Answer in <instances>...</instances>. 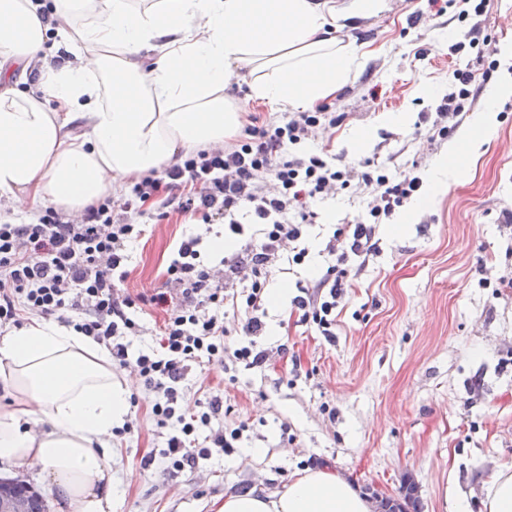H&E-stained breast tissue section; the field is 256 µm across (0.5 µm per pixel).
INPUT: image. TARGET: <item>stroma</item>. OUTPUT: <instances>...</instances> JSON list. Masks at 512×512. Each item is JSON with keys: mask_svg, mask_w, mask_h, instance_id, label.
I'll list each match as a JSON object with an SVG mask.
<instances>
[{"mask_svg": "<svg viewBox=\"0 0 512 512\" xmlns=\"http://www.w3.org/2000/svg\"><path fill=\"white\" fill-rule=\"evenodd\" d=\"M377 16L337 31L356 47L359 68L327 99L342 114L335 130L318 132L339 164L418 159L426 174L456 144L415 133L421 113L436 111L458 68H476V52L449 55L462 40L460 0L436 10L428 0H385ZM484 34L512 79V0H493ZM250 76L235 71L227 86L242 123L282 113L254 102ZM492 109L495 130L460 161L466 174L420 209L410 223L380 226V252L353 280L327 340L303 321L293 299L298 283L324 273L325 242L365 212L369 195L355 186L315 204L304 233L315 247L309 264H285L274 282L283 295L269 302L258 346L259 367L194 369L183 401L224 395L227 428L244 426L236 448L168 476L142 469L161 444L146 409L131 408L137 437L113 436L112 477L120 489L114 512H216L225 494L272 493L306 470L328 468L356 489L398 494L418 487L422 512H483L481 483L512 465V96L480 94L473 112ZM403 115L394 124L390 115ZM364 143H357L358 135ZM195 219L170 216L149 224L131 248L130 293L161 287L168 260Z\"/></svg>", "mask_w": 512, "mask_h": 512, "instance_id": "stroma-1", "label": "stroma"}]
</instances>
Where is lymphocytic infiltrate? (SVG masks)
<instances>
[{
  "label": "lymphocytic infiltrate",
  "mask_w": 512,
  "mask_h": 512,
  "mask_svg": "<svg viewBox=\"0 0 512 512\" xmlns=\"http://www.w3.org/2000/svg\"><path fill=\"white\" fill-rule=\"evenodd\" d=\"M458 14L469 22L468 45L476 49L482 77L491 80L500 63L479 22L491 0H465ZM481 92L469 70L452 74L446 101L435 114H422L434 135L448 138ZM335 113L318 108L289 112L276 122L250 125L238 144L182 155L160 174L132 183L77 215L46 210L37 222L0 224V333L21 327L22 316L56 317L82 335L104 344L117 368L135 373L151 394L148 415L161 447L141 459L142 468L168 475L195 468L213 452L233 448L242 428L224 430V396L216 393L183 404V382L193 369L234 359L263 364L266 351L256 338L264 327L267 287L282 259L302 264L308 255L303 226L314 213L310 203L337 191L364 185L370 194L365 215L334 231L324 250L332 263L323 276L303 286L294 300L304 321L326 339L336 336V309L362 262L380 251L377 231L422 187L419 163H365L341 166L328 149L306 150L316 129L335 127ZM159 200L158 219L171 214L220 224L240 243L238 250L211 264L203 258L205 236L183 238L173 252L162 287L129 293L128 247L146 231L144 206ZM161 311L160 349L129 353V337L139 335L137 315ZM243 317L246 344L226 350L227 316Z\"/></svg>",
  "instance_id": "f902f5d3"
}]
</instances>
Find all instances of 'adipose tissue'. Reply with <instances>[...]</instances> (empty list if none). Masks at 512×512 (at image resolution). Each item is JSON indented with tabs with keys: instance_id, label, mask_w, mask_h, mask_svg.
<instances>
[{
	"instance_id": "adipose-tissue-1",
	"label": "adipose tissue",
	"mask_w": 512,
	"mask_h": 512,
	"mask_svg": "<svg viewBox=\"0 0 512 512\" xmlns=\"http://www.w3.org/2000/svg\"><path fill=\"white\" fill-rule=\"evenodd\" d=\"M384 0H0V197L79 212L223 144L240 125L224 93L235 70L251 95L280 109L336 93L358 51L338 46L341 21ZM153 53L144 63L142 52ZM33 80V89L19 90ZM478 114L438 163L430 195L460 179V152L489 136ZM0 468L39 464L58 512H112V430L129 394L112 381L104 345L34 318L0 338ZM484 512H512V465L482 486ZM335 471L300 476L283 492L225 496L220 512H371Z\"/></svg>"
}]
</instances>
